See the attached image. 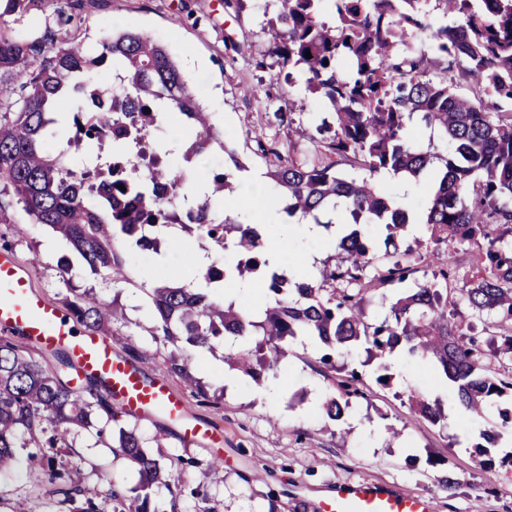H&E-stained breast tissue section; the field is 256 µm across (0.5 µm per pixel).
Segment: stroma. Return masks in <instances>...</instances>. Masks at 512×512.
<instances>
[{
    "instance_id": "1",
    "label": "stroma",
    "mask_w": 512,
    "mask_h": 512,
    "mask_svg": "<svg viewBox=\"0 0 512 512\" xmlns=\"http://www.w3.org/2000/svg\"><path fill=\"white\" fill-rule=\"evenodd\" d=\"M76 39L98 48L114 26L145 33L165 43L186 80L211 112L220 136L231 137L234 155L213 149L223 167L243 176L274 170L279 155L301 133H314L328 111L304 90L303 76L292 84L276 83L272 70H259L255 58L268 48L262 32L265 0L239 10L224 0H78ZM248 44V54L234 52ZM295 112L296 127L270 126L265 115L274 110ZM275 142L278 155H261L255 134ZM191 241L181 229L162 236L159 252L124 249L126 283L112 287L92 274L82 258L51 229L32 223L22 202L0 194V247L26 266L35 291L64 305L71 289H94L119 312L107 332L114 356L134 362L147 378L164 379L185 401L189 416L220 435L218 447L185 444L179 425L159 415L137 418L145 437L163 435L154 454L169 470L195 460L184 470L197 496L171 502L167 491L153 497L158 512L177 505L179 512H320L337 488L359 482L402 494L423 495L434 512H512V437L503 436L482 456V430L497 420L496 411L470 416L459 405L454 389L444 387L432 363L395 350L385 359L370 356L364 343L337 355L335 367L320 361L323 348L300 338L274 376L261 384L244 372H233L225 356L237 341L226 337L216 349L197 352L196 384H189L166 366L171 344L153 340V311L144 286L187 275L185 254ZM68 259L69 277L59 274ZM357 371L360 396L338 419L322 409L339 396L338 384ZM388 372V385L377 381ZM423 386L439 397L447 422L417 417L408 400L411 388ZM111 433H83L74 481L90 491L115 486L130 492L138 481L135 465L115 456ZM222 450L223 463L213 454ZM455 487H448L447 478ZM44 500L48 489L30 480L24 462L0 473V512H10L16 497Z\"/></svg>"
}]
</instances>
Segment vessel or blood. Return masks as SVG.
<instances>
[{"label": "vessel or blood", "mask_w": 512, "mask_h": 512, "mask_svg": "<svg viewBox=\"0 0 512 512\" xmlns=\"http://www.w3.org/2000/svg\"><path fill=\"white\" fill-rule=\"evenodd\" d=\"M0 332L19 336L45 350H66L80 375L104 378L127 414L157 413L182 424L188 442H217L208 427L186 420L183 401L164 382L147 380L130 363L112 356L104 336L78 328L61 308L32 288L28 272L11 253L0 252ZM322 512H432L428 498L397 494L369 484L337 490L322 505Z\"/></svg>", "instance_id": "obj_1"}]
</instances>
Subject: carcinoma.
Wrapping results in <instances>:
<instances>
[{
    "instance_id": "cac0c4a2",
    "label": "carcinoma",
    "mask_w": 512,
    "mask_h": 512,
    "mask_svg": "<svg viewBox=\"0 0 512 512\" xmlns=\"http://www.w3.org/2000/svg\"><path fill=\"white\" fill-rule=\"evenodd\" d=\"M432 1L454 18L452 24L432 25ZM47 3L54 6L56 27L46 26L40 36L0 28V110L16 114L0 116V191L18 197L33 223L61 233L91 270L114 285L127 281L118 243L132 239L142 247L148 241L157 248L158 240L147 238V225L181 224L218 251L246 256L224 265L220 277L207 268L201 274L207 284L245 280L262 267L270 271L267 290L275 305L259 319L233 301L212 299L208 288L147 289L154 338L210 348L226 336H258L261 355L241 349L226 356L257 378L278 367L290 337L318 339L326 365L362 340L382 355L404 347L408 355L432 361L473 416L512 393V374L501 373L512 362V334L481 342L473 325L457 320L439 288L450 285L472 311L512 323V237L495 234L512 224V0H267L265 9H273L263 27L268 50L256 67L278 68L277 77L288 84L303 74L306 90L332 109V121H322L309 136L317 157L293 143L271 173L286 193L285 211L315 219L341 204L353 223L364 220L387 230L384 263H376L354 229L337 243L345 258L324 269L319 283L291 282L266 257L265 236L256 226L215 209L213 200L232 188L233 175L225 169L207 174L211 194L187 204L184 168L151 141L161 128L158 103L190 128L185 159L209 153L215 143L229 155L234 149L218 138L164 45L133 30L104 37L97 54L80 40L61 42L59 34L77 20L64 0H0V18ZM106 64L113 83L100 87L90 73ZM63 97L74 129L68 146L112 145L105 166L76 173L66 151H49ZM417 123L448 141V156L411 136ZM341 165L363 176L346 178L338 172ZM382 171L415 179L433 173L422 224L446 251H433L432 279L397 298L383 320L368 324L364 295L417 272L416 258L396 241L397 231L409 224L408 212L378 186L375 176ZM158 184L169 188L167 199L154 194ZM470 248L478 250V261L462 275L456 255ZM67 306L91 330H106L112 317L91 290L74 293ZM167 364L194 382L192 354L173 353ZM85 381V390L75 389L58 371L0 340V472L17 460L18 449L29 448V477L52 486L49 500L19 501L12 512H99L91 493L66 476L59 454L74 447L69 438L75 429L101 432V423L119 417L108 385ZM410 399L419 416L447 420L440 401L428 394L413 390ZM118 443L140 476L132 499L107 491L118 512H150L153 488L171 491L185 483L183 475L162 471L137 426L120 428Z\"/></svg>"
}]
</instances>
